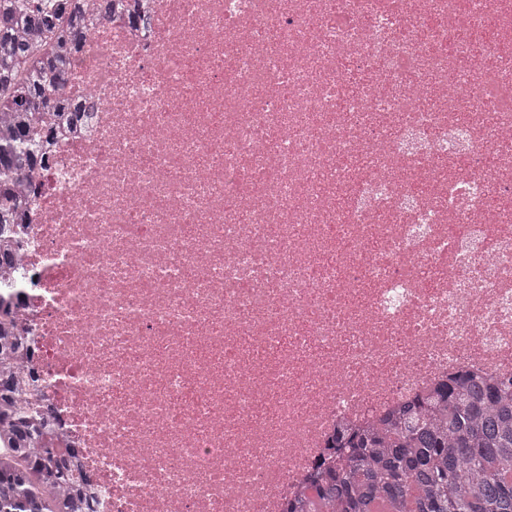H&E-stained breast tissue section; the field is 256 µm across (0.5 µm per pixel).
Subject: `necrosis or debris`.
<instances>
[{
  "instance_id": "1",
  "label": "necrosis or debris",
  "mask_w": 512,
  "mask_h": 512,
  "mask_svg": "<svg viewBox=\"0 0 512 512\" xmlns=\"http://www.w3.org/2000/svg\"><path fill=\"white\" fill-rule=\"evenodd\" d=\"M84 4L0 298L98 512H284L340 427L512 380V0Z\"/></svg>"
}]
</instances>
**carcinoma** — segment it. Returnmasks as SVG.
I'll list each match as a JSON object with an SVG mask.
<instances>
[{"label":"carcinoma","instance_id":"obj_1","mask_svg":"<svg viewBox=\"0 0 512 512\" xmlns=\"http://www.w3.org/2000/svg\"><path fill=\"white\" fill-rule=\"evenodd\" d=\"M82 0L20 9L0 0V277L15 264L12 225L24 206L16 187L42 161L35 112L79 118L90 98L65 99L66 49L82 50L89 29ZM68 17L60 27L61 17ZM19 337L0 300V512H83L72 459L60 446L55 408L15 371ZM346 454L321 469L287 512H512V385L480 375L448 377L383 426L336 437Z\"/></svg>","mask_w":512,"mask_h":512}]
</instances>
